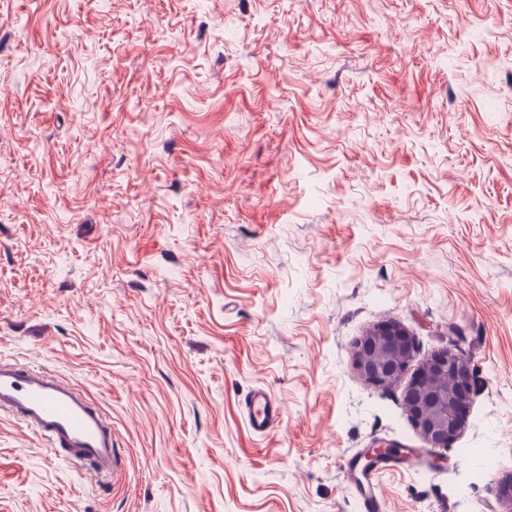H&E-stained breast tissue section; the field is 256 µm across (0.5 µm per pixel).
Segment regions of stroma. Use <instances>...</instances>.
Instances as JSON below:
<instances>
[{"mask_svg":"<svg viewBox=\"0 0 512 512\" xmlns=\"http://www.w3.org/2000/svg\"><path fill=\"white\" fill-rule=\"evenodd\" d=\"M384 323L476 370L385 512H506L512 0H0V358L77 384L125 461L0 416V512H360L347 461L426 446L410 375L354 365ZM245 409L249 427L256 433H268L279 422L280 405L264 388H256L251 392Z\"/></svg>","mask_w":512,"mask_h":512,"instance_id":"35a3bbf8","label":"stroma"}]
</instances>
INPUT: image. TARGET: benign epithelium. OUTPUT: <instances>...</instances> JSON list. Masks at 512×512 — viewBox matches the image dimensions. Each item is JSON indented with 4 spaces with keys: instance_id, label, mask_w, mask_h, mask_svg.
Here are the masks:
<instances>
[{
    "instance_id": "obj_1",
    "label": "benign epithelium",
    "mask_w": 512,
    "mask_h": 512,
    "mask_svg": "<svg viewBox=\"0 0 512 512\" xmlns=\"http://www.w3.org/2000/svg\"><path fill=\"white\" fill-rule=\"evenodd\" d=\"M414 355L412 337L399 325L369 332L355 352L360 375L376 387L400 378ZM474 368L466 356L442 352L422 364L406 391L404 405L429 447L449 448L462 434L461 409L469 404Z\"/></svg>"
}]
</instances>
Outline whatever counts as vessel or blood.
I'll list each match as a JSON object with an SVG mask.
<instances>
[{"mask_svg":"<svg viewBox=\"0 0 512 512\" xmlns=\"http://www.w3.org/2000/svg\"><path fill=\"white\" fill-rule=\"evenodd\" d=\"M245 409L254 432H270L279 422L280 405L266 389H254ZM0 413L17 418L51 450L89 467L96 476L116 479L123 473L115 434L103 412L73 383L51 371L0 359ZM374 473V467L359 458L348 465L362 512H384Z\"/></svg>","mask_w":512,"mask_h":512,"instance_id":"vessel-or-blood-1","label":"vessel or blood"}]
</instances>
